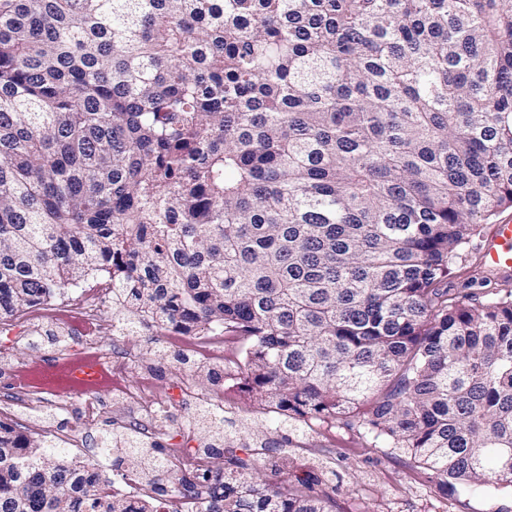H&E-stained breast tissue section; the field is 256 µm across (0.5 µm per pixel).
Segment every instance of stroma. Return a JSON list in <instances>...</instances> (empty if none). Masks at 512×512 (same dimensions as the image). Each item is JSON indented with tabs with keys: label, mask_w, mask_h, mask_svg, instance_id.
Instances as JSON below:
<instances>
[{
	"label": "stroma",
	"mask_w": 512,
	"mask_h": 512,
	"mask_svg": "<svg viewBox=\"0 0 512 512\" xmlns=\"http://www.w3.org/2000/svg\"><path fill=\"white\" fill-rule=\"evenodd\" d=\"M36 311L10 319L9 332H0V419L10 418L16 430L26 434L39 433L38 419L24 409L13 405L3 394L10 378L9 371L28 364L48 363L59 358L66 350L77 348L75 332L97 333L103 347L114 345L111 332H95L92 325L81 324L79 319L59 313L56 327L69 329L70 337L59 343L46 342L39 346L29 343ZM186 337L157 336L154 327L144 328L141 335L130 340L135 352L142 358L141 369L130 372L129 384H136L141 373H149L156 396L167 401V427L156 435V442L168 448L183 449L184 459H191L195 448L202 443L204 432L188 435L187 429L193 409L181 395L184 376L177 358ZM234 348H225L224 354L205 362V371L192 375L198 395L215 393L224 396V416L236 426H251L269 422L271 415L254 402L242 388V375L236 368ZM112 413H104L89 433H84L85 445L73 449L76 460L95 455L99 473L112 485H119L129 463L123 456H96L95 446L100 435L112 429ZM263 460L287 456L285 472L271 474L260 471V480L285 482L289 472L313 470L319 474L316 492L327 495L332 512H512V491L508 489L462 490L443 493L423 468L403 450L373 441L357 429L339 421L313 422L306 426L273 430L267 448L256 451Z\"/></svg>",
	"instance_id": "1"
}]
</instances>
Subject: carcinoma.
I'll return each mask as SVG.
<instances>
[{
  "instance_id": "1",
  "label": "carcinoma",
  "mask_w": 512,
  "mask_h": 512,
  "mask_svg": "<svg viewBox=\"0 0 512 512\" xmlns=\"http://www.w3.org/2000/svg\"><path fill=\"white\" fill-rule=\"evenodd\" d=\"M509 207L512 0H0V320L102 280L124 336L236 345L281 423L512 489V289L448 288ZM68 463L0 421V512H130ZM253 469L196 512H331Z\"/></svg>"
}]
</instances>
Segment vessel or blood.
Masks as SVG:
<instances>
[{
	"label": "vessel or blood",
	"mask_w": 512,
	"mask_h": 512,
	"mask_svg": "<svg viewBox=\"0 0 512 512\" xmlns=\"http://www.w3.org/2000/svg\"><path fill=\"white\" fill-rule=\"evenodd\" d=\"M481 258L502 277L512 276V224L493 226L481 248ZM22 376L31 383L59 393L89 394L112 384L108 369L90 356L52 365H32L23 371Z\"/></svg>",
	"instance_id": "b4317fda"
}]
</instances>
